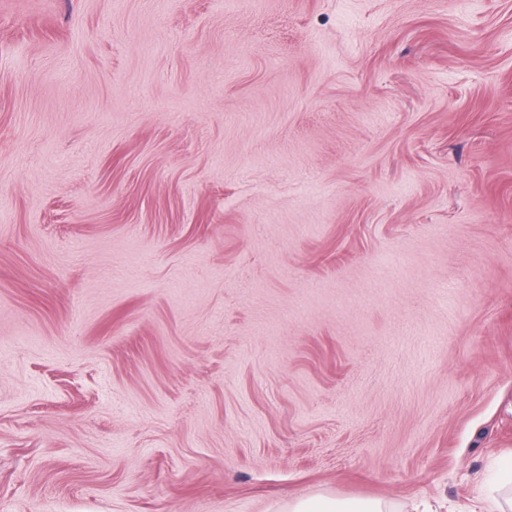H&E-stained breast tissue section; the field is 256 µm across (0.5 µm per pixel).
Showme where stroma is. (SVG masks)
<instances>
[{"instance_id": "1", "label": "stroma", "mask_w": 512, "mask_h": 512, "mask_svg": "<svg viewBox=\"0 0 512 512\" xmlns=\"http://www.w3.org/2000/svg\"><path fill=\"white\" fill-rule=\"evenodd\" d=\"M512 453V0H0V512H486ZM387 508L379 500H353L345 505L336 504L322 496L299 499L291 503L282 512H386Z\"/></svg>"}]
</instances>
